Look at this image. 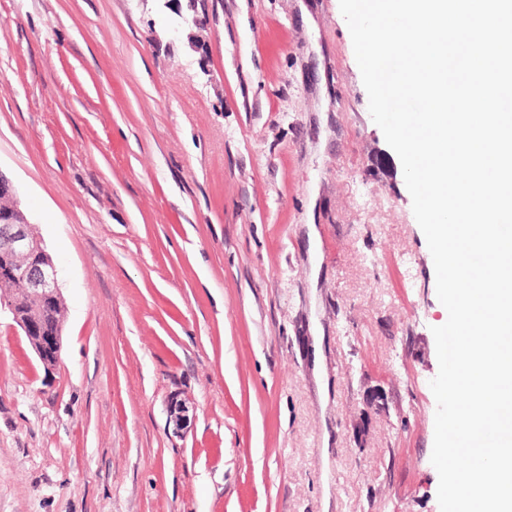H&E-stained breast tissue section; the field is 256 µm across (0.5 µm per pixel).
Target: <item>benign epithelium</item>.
<instances>
[{
    "label": "benign epithelium",
    "mask_w": 512,
    "mask_h": 512,
    "mask_svg": "<svg viewBox=\"0 0 512 512\" xmlns=\"http://www.w3.org/2000/svg\"><path fill=\"white\" fill-rule=\"evenodd\" d=\"M0 307H8L45 370L59 361L62 296L58 269L20 207L12 181L0 173Z\"/></svg>",
    "instance_id": "obj_1"
}]
</instances>
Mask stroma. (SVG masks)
<instances>
[{
    "instance_id": "stroma-1",
    "label": "stroma",
    "mask_w": 512,
    "mask_h": 512,
    "mask_svg": "<svg viewBox=\"0 0 512 512\" xmlns=\"http://www.w3.org/2000/svg\"><path fill=\"white\" fill-rule=\"evenodd\" d=\"M0 512H440L446 308L339 0H0ZM185 412L176 415L175 403ZM0 308L7 306L45 370L59 361L62 296L58 269L20 207L12 181L0 173ZM29 305L36 311L34 314ZM51 316L53 331L44 315Z\"/></svg>"
}]
</instances>
